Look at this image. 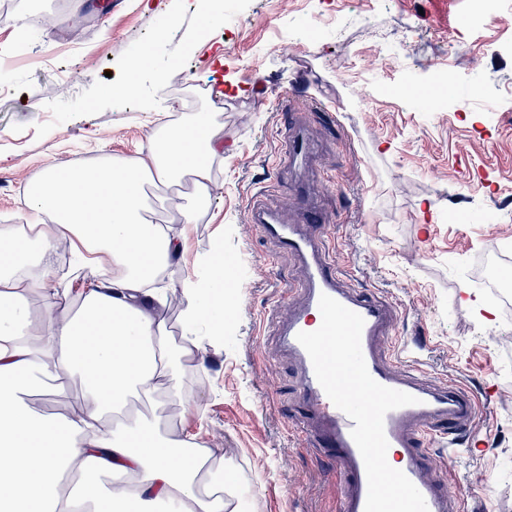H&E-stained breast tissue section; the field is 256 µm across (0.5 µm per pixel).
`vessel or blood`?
Returning <instances> with one entry per match:
<instances>
[{"mask_svg": "<svg viewBox=\"0 0 512 512\" xmlns=\"http://www.w3.org/2000/svg\"><path fill=\"white\" fill-rule=\"evenodd\" d=\"M291 167L307 165L313 147L296 127L284 134ZM295 200L302 210L298 224L284 223L265 194H257L247 214L249 223L260 225L280 251L297 258L304 269V301L278 324L282 349L300 371L299 398L304 439L313 441L336 468L339 488L336 512H365L368 483L362 456L351 436L353 421L339 410L319 384L309 355L298 342L299 332L320 324L319 299L328 295L364 320L361 349L370 375L383 386L416 397L413 405L388 412L384 430L389 446L397 452L398 468L423 495L428 512H464L462 496L449 487L446 472L439 470L426 449L427 442L447 441L449 454L462 444L461 431L473 430L478 405L472 395L456 383L434 386L427 382L418 352L395 343L392 324L394 307L370 289L345 288L329 246L322 234L323 214L311 208L304 194Z\"/></svg>", "mask_w": 512, "mask_h": 512, "instance_id": "1", "label": "vessel or blood"}]
</instances>
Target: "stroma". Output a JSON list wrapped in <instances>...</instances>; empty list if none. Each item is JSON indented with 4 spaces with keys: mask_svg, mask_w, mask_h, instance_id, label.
Instances as JSON below:
<instances>
[{
    "mask_svg": "<svg viewBox=\"0 0 512 512\" xmlns=\"http://www.w3.org/2000/svg\"><path fill=\"white\" fill-rule=\"evenodd\" d=\"M462 24L471 0H220L218 23L169 0L178 23L151 32L161 13L139 0H0V225L24 223L22 198L46 169L147 151L153 133L196 112L224 123V165L208 208L190 227L179 280L223 241L233 303L223 348L184 377L200 405L184 429L221 449L224 473L246 512H334L337 483L300 420L298 371L276 334L279 296L297 302L302 269L247 221L253 197L278 179L284 212L292 185L312 188L327 215L332 256L349 287L396 308V338H420L430 380H454L479 402L477 442L450 466L471 512H512V298L483 284V260L512 242V0ZM88 23L71 34L70 20ZM314 19L317 39L299 30ZM223 63H213L216 49ZM149 53L131 73L130 59ZM448 69L455 94L421 112L398 92ZM70 81H63L62 71ZM373 86L356 98L360 78ZM131 84L128 94L108 88ZM315 145L306 168L271 171L284 153V122ZM494 211L495 224H452L449 212ZM495 302L485 323L462 289Z\"/></svg>",
    "mask_w": 512,
    "mask_h": 512,
    "instance_id": "35a3bbf8",
    "label": "stroma"
}]
</instances>
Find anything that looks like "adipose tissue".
Masks as SVG:
<instances>
[{
  "mask_svg": "<svg viewBox=\"0 0 512 512\" xmlns=\"http://www.w3.org/2000/svg\"><path fill=\"white\" fill-rule=\"evenodd\" d=\"M223 159L224 129L203 113L147 154L45 171L22 200L29 226L0 225V512H228L235 485L212 479L222 458L182 430L184 364L224 342V273L212 262L163 279ZM186 178L181 229L154 223L145 185ZM64 242L95 278L77 309L35 319L29 297L51 308L71 295L51 263ZM172 304L181 343L168 349L161 310ZM75 378L81 392L62 415L27 399ZM134 400L166 414H128Z\"/></svg>",
  "mask_w": 512,
  "mask_h": 512,
  "instance_id": "adipose-tissue-1",
  "label": "adipose tissue"
}]
</instances>
